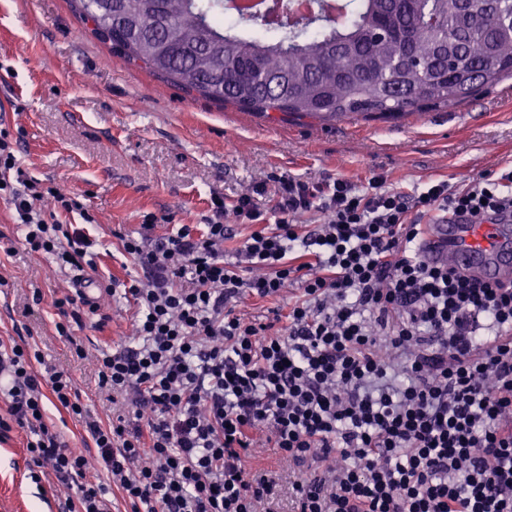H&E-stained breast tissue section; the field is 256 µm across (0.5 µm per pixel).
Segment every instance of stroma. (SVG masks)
Wrapping results in <instances>:
<instances>
[{"mask_svg": "<svg viewBox=\"0 0 512 512\" xmlns=\"http://www.w3.org/2000/svg\"><path fill=\"white\" fill-rule=\"evenodd\" d=\"M0 126L17 139L29 176L84 196L98 268L127 282L142 272L123 254L120 237L138 231L144 215L168 227L201 224L212 195L232 205L247 193L272 223L274 173L347 178L362 187L381 172L389 188L414 195L431 180L461 188L512 171V78L461 104L394 119L267 118L128 62L93 34L70 0H0ZM68 286L51 260L28 252L0 198V340L37 342L100 417L107 407L95 356L131 336L133 306L120 292L104 297L109 323L99 329L85 316L64 337L52 301ZM37 289L39 304L32 300ZM78 345L85 358L75 356ZM74 492L67 483L43 491L31 482L21 433L0 443V512H49Z\"/></svg>", "mask_w": 512, "mask_h": 512, "instance_id": "stroma-1", "label": "stroma"}]
</instances>
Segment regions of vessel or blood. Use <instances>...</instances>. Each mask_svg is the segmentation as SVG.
Returning a JSON list of instances; mask_svg holds the SVG:
<instances>
[{
	"label": "vessel or blood",
	"mask_w": 512,
	"mask_h": 512,
	"mask_svg": "<svg viewBox=\"0 0 512 512\" xmlns=\"http://www.w3.org/2000/svg\"><path fill=\"white\" fill-rule=\"evenodd\" d=\"M421 251L428 263L473 280L512 283V223L508 220L426 225Z\"/></svg>",
	"instance_id": "b4317fda"
}]
</instances>
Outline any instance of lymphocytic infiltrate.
Masks as SVG:
<instances>
[{
	"mask_svg": "<svg viewBox=\"0 0 512 512\" xmlns=\"http://www.w3.org/2000/svg\"><path fill=\"white\" fill-rule=\"evenodd\" d=\"M505 180L447 181L410 196L375 174L273 176L276 223L251 195L211 201L205 225L161 233L146 216L122 250L135 333L96 357L98 388L119 414L90 417L72 377L35 345L0 342V439L25 434L30 477L74 483L64 512H271L276 483L246 467L267 442L299 474L294 512H512V285L477 284L421 252L422 217L512 214ZM0 196L26 248L75 272L54 298L59 335L97 314L82 262L94 239L80 195L28 179L0 129ZM320 212L315 226L300 223ZM255 227L227 254V214ZM301 294L269 320L238 310ZM85 420L93 457L60 440L44 404ZM97 460L104 475L90 474Z\"/></svg>",
	"mask_w": 512,
	"mask_h": 512,
	"instance_id": "1",
	"label": "lymphocytic infiltrate"
}]
</instances>
